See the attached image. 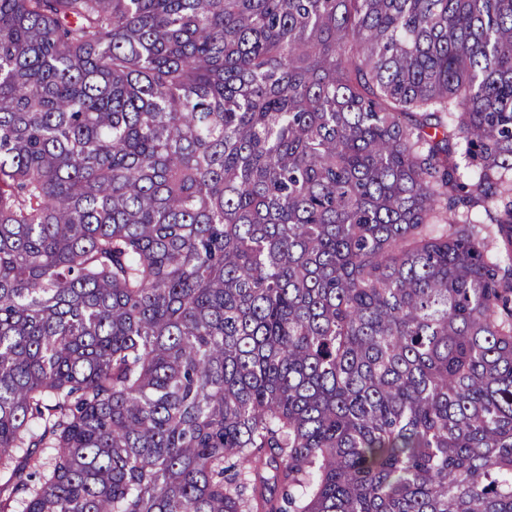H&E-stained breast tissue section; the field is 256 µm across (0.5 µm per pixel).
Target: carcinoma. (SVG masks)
I'll return each mask as SVG.
<instances>
[{
	"mask_svg": "<svg viewBox=\"0 0 512 512\" xmlns=\"http://www.w3.org/2000/svg\"><path fill=\"white\" fill-rule=\"evenodd\" d=\"M0 512H512V0H0Z\"/></svg>",
	"mask_w": 512,
	"mask_h": 512,
	"instance_id": "cac0c4a2",
	"label": "carcinoma"
}]
</instances>
